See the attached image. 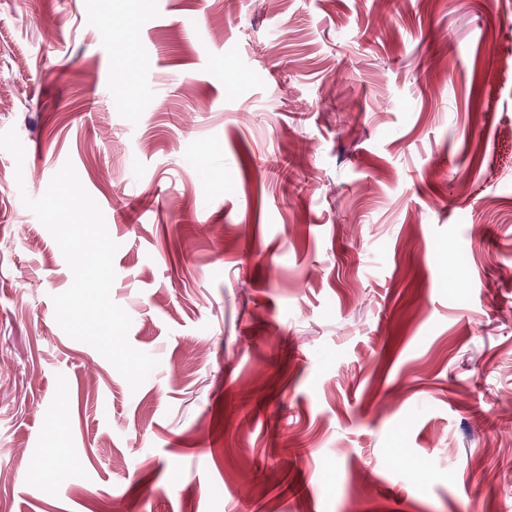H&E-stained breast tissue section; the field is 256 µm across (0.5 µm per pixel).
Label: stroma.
<instances>
[{"mask_svg":"<svg viewBox=\"0 0 512 512\" xmlns=\"http://www.w3.org/2000/svg\"><path fill=\"white\" fill-rule=\"evenodd\" d=\"M0 97V512H512V0H0Z\"/></svg>","mask_w":512,"mask_h":512,"instance_id":"stroma-1","label":"stroma"}]
</instances>
